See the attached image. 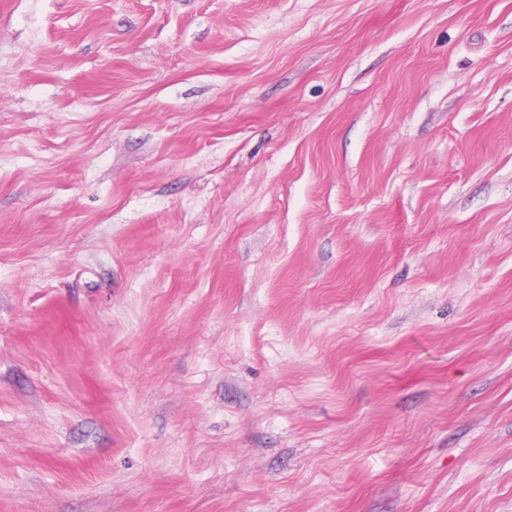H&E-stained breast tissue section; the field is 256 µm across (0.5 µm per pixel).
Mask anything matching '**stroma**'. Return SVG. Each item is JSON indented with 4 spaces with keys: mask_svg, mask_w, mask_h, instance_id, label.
Instances as JSON below:
<instances>
[{
    "mask_svg": "<svg viewBox=\"0 0 512 512\" xmlns=\"http://www.w3.org/2000/svg\"><path fill=\"white\" fill-rule=\"evenodd\" d=\"M0 512H512V0H0Z\"/></svg>",
    "mask_w": 512,
    "mask_h": 512,
    "instance_id": "obj_1",
    "label": "stroma"
}]
</instances>
